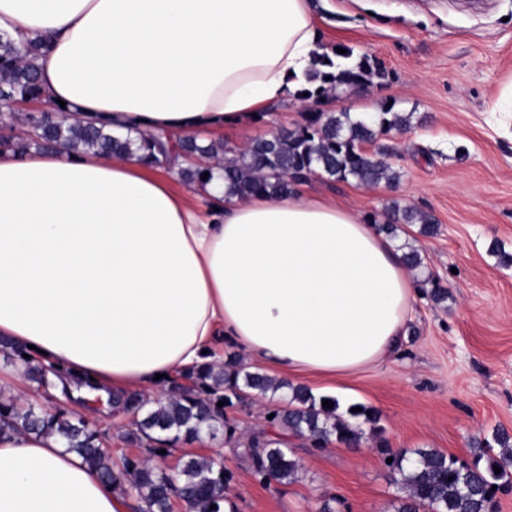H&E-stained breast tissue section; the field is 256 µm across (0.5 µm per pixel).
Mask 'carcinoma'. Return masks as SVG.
Instances as JSON below:
<instances>
[{"instance_id":"cac0c4a2","label":"carcinoma","mask_w":512,"mask_h":512,"mask_svg":"<svg viewBox=\"0 0 512 512\" xmlns=\"http://www.w3.org/2000/svg\"><path fill=\"white\" fill-rule=\"evenodd\" d=\"M42 43L0 35V101L18 103L39 101L42 89L34 64ZM346 53L326 51L313 60L309 82L316 85L305 90L302 100L315 103L332 92L345 91L373 80H384L387 71L366 55L353 64ZM413 114H403L394 107H384L370 122L352 117L348 112H310L302 124L281 129L270 138L252 142L240 156L223 161L224 144L202 146L187 138L177 141L183 154L202 155L212 164L180 171L187 183L212 180L214 170L223 171L230 192L241 197L265 193L284 194L300 183L305 174H319L329 180L375 186L395 185L400 172L387 160L388 146L380 143L392 131L411 126ZM8 134L0 135V145L24 151L32 145L56 151H79L97 156L136 157L154 163L168 158V143L162 136L137 131L114 135L104 127L68 123L57 112L29 111L21 117L26 136L11 133L16 116L5 117ZM419 225L418 234L430 237L439 227L432 215L394 200L387 207V221L378 230L396 235L403 226ZM16 351L24 376L40 385L48 384V370L33 366ZM189 386L171 384L164 399L155 402L118 398L120 412L135 413L128 439L154 444L150 452L162 457L160 450L169 445L191 441L205 431L211 435L224 430V444L244 458L263 484L286 483L297 478L299 459L288 447V434L307 437L318 448L326 447L331 438L356 445L363 437L361 425H376L379 413L368 406L348 412L352 421L338 413L339 403L332 397L315 396L308 388L276 380L246 370L236 355L227 353L221 364L210 363L188 374ZM249 389L262 399L277 402L267 411L269 429L242 437L237 426L223 420L224 408L240 402L239 392ZM333 407L322 406V400ZM224 406H217L218 402ZM26 429L43 434H57L68 450L76 453L91 470L118 488L130 487L144 505L141 512H170L171 500H181L188 512H236L230 496L232 473L219 455H189L176 468L151 465L126 455L113 457L112 449L101 434L87 422H75L60 414L36 411L32 405L17 401H0V429ZM392 483L400 495L395 512H487L493 496L492 487L512 488V433L497 429L491 438L474 442L470 462L434 448H382ZM500 468L495 472L493 467Z\"/></svg>"}]
</instances>
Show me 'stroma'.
<instances>
[{"instance_id":"1","label":"stroma","mask_w":512,"mask_h":512,"mask_svg":"<svg viewBox=\"0 0 512 512\" xmlns=\"http://www.w3.org/2000/svg\"><path fill=\"white\" fill-rule=\"evenodd\" d=\"M323 48L345 45L388 72L323 98L324 112L361 115L394 104L412 114L410 129L395 133L394 186H364L313 176L311 195L336 200L361 217L382 216L396 199L430 213L439 235L419 238L424 263L448 290L434 303L424 291L411 302L401 350L330 381L301 379L314 395L380 413V433L365 432L359 447L313 448L304 437L288 446L302 470L296 481L263 486L247 462L216 434L205 445H175L165 457L221 454L234 478L238 512H320L339 499V512H394V487L377 447L435 448L467 459L474 439L496 428L512 432V266L499 265L492 244L512 253V115L492 111L512 80V0H312ZM306 102L270 107L266 119L227 129L219 139L245 146L281 127L304 121ZM16 347L0 339V378L21 386L43 411L60 412L56 393L15 372ZM113 451L144 459V446L123 434L129 417L115 419L101 404L79 413Z\"/></svg>"}]
</instances>
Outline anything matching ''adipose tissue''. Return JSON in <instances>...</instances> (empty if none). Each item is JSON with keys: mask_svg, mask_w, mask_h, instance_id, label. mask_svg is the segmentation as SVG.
<instances>
[{"mask_svg": "<svg viewBox=\"0 0 512 512\" xmlns=\"http://www.w3.org/2000/svg\"><path fill=\"white\" fill-rule=\"evenodd\" d=\"M0 33L41 39L68 122L200 140L307 88L311 0H0ZM184 159L0 150V338L69 388L73 411L158 399L225 345L271 374L345 375L394 354L415 284L360 215L302 186L242 198L176 186ZM132 490L58 436L0 430V512H132Z\"/></svg>", "mask_w": 512, "mask_h": 512, "instance_id": "obj_1", "label": "adipose tissue"}]
</instances>
